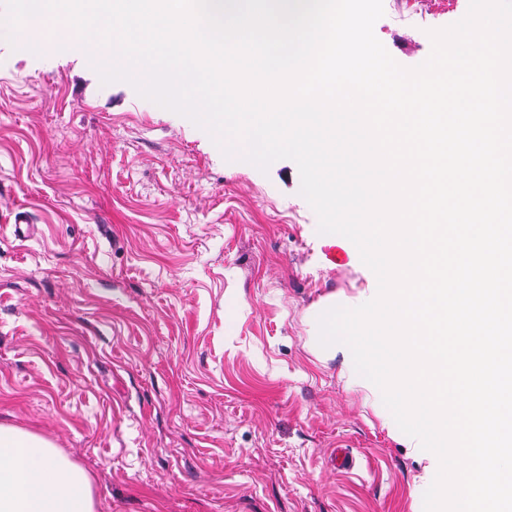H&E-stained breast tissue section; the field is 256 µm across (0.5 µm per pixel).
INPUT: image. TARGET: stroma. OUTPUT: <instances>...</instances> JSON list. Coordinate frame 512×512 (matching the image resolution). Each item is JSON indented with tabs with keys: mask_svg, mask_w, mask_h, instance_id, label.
I'll use <instances>...</instances> for the list:
<instances>
[{
	"mask_svg": "<svg viewBox=\"0 0 512 512\" xmlns=\"http://www.w3.org/2000/svg\"><path fill=\"white\" fill-rule=\"evenodd\" d=\"M411 68L469 0H383ZM297 165L209 134L79 44L0 37V423L89 473L96 512H423L422 465L311 314L376 283L342 264Z\"/></svg>",
	"mask_w": 512,
	"mask_h": 512,
	"instance_id": "obj_1",
	"label": "stroma"
}]
</instances>
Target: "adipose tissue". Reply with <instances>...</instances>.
Masks as SVG:
<instances>
[{
  "instance_id": "ef3b65f1",
  "label": "adipose tissue",
  "mask_w": 512,
  "mask_h": 512,
  "mask_svg": "<svg viewBox=\"0 0 512 512\" xmlns=\"http://www.w3.org/2000/svg\"><path fill=\"white\" fill-rule=\"evenodd\" d=\"M0 512H96L90 478L48 440L0 424Z\"/></svg>"
}]
</instances>
